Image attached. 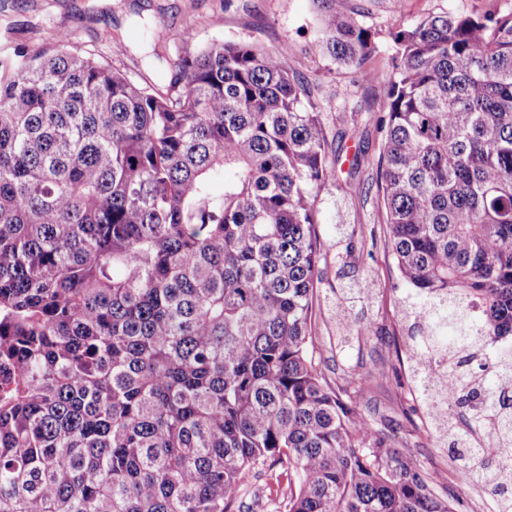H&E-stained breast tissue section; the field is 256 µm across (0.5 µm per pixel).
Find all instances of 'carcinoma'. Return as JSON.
Masks as SVG:
<instances>
[{"label": "carcinoma", "instance_id": "1", "mask_svg": "<svg viewBox=\"0 0 512 512\" xmlns=\"http://www.w3.org/2000/svg\"><path fill=\"white\" fill-rule=\"evenodd\" d=\"M317 2L303 55L214 43L164 92L66 37L0 54V512H233L269 458L285 512H457L314 356L334 164L302 70L381 78ZM393 41L378 191L414 365L487 442L455 434L460 477L512 512V354L485 353L512 336V11Z\"/></svg>", "mask_w": 512, "mask_h": 512}]
</instances>
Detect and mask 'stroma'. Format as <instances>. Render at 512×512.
<instances>
[{"instance_id": "1", "label": "stroma", "mask_w": 512, "mask_h": 512, "mask_svg": "<svg viewBox=\"0 0 512 512\" xmlns=\"http://www.w3.org/2000/svg\"><path fill=\"white\" fill-rule=\"evenodd\" d=\"M486 5L487 0H346L347 10L374 34L377 49L368 64L382 82L364 84L357 68L322 56L312 57L303 72L323 112L328 155L336 161V177L318 197L323 259L314 336L320 369L330 381L349 372L364 376L356 395L359 409L398 448L437 474V494L458 500V512H497L499 497L487 482L459 479L406 356L405 311L416 298L384 248L379 117L395 54L394 32L429 15L479 12ZM318 25L314 0H0V53L18 44L33 51L53 47L58 32L66 30L82 51L140 85L164 89L176 59L212 43L243 38L290 59L303 54ZM186 30L193 33L192 42L180 41ZM367 283L376 290L373 303L354 304L346 319H338L345 288ZM278 470L269 461L253 472L239 497L249 512H273Z\"/></svg>"}]
</instances>
